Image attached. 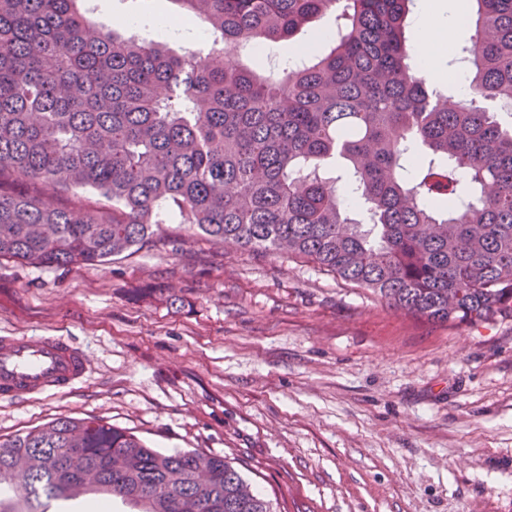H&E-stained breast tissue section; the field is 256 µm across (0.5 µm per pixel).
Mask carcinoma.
<instances>
[{"label":"carcinoma","instance_id":"cac0c4a2","mask_svg":"<svg viewBox=\"0 0 512 512\" xmlns=\"http://www.w3.org/2000/svg\"><path fill=\"white\" fill-rule=\"evenodd\" d=\"M79 2L0 0V259L100 264L169 211L408 316L512 317V122L478 105L512 119V0H474L469 95L452 106L406 51L413 0H172L220 45L205 57L93 32ZM328 13V54L281 75L242 61ZM82 470L96 474L83 493L138 512H273L226 457L163 452L95 418L0 441V485L16 487L0 512H48Z\"/></svg>","mask_w":512,"mask_h":512}]
</instances>
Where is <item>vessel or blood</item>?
Instances as JSON below:
<instances>
[{
	"label": "vessel or blood",
	"instance_id": "obj_1",
	"mask_svg": "<svg viewBox=\"0 0 512 512\" xmlns=\"http://www.w3.org/2000/svg\"><path fill=\"white\" fill-rule=\"evenodd\" d=\"M88 369L84 350L63 336H0V399L69 392Z\"/></svg>",
	"mask_w": 512,
	"mask_h": 512
}]
</instances>
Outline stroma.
Segmentation results:
<instances>
[{
  "label": "stroma",
  "mask_w": 512,
  "mask_h": 512,
  "mask_svg": "<svg viewBox=\"0 0 512 512\" xmlns=\"http://www.w3.org/2000/svg\"><path fill=\"white\" fill-rule=\"evenodd\" d=\"M95 27L208 54L158 26L172 0H83ZM135 26H113L116 17ZM334 15L251 61L299 48ZM86 352L66 394L0 400V438L99 418L164 450L226 457L274 512H512V318L441 325L285 254L236 249L172 215L96 266L0 260V335Z\"/></svg>",
  "instance_id": "obj_1"
}]
</instances>
